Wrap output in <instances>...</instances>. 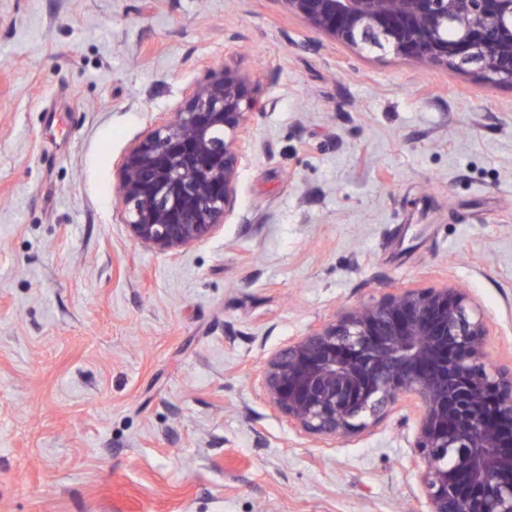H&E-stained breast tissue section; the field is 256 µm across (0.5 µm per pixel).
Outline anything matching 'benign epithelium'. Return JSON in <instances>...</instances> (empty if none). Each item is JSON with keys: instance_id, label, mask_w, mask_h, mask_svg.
<instances>
[{"instance_id": "7a95c632", "label": "benign epithelium", "mask_w": 512, "mask_h": 512, "mask_svg": "<svg viewBox=\"0 0 512 512\" xmlns=\"http://www.w3.org/2000/svg\"><path fill=\"white\" fill-rule=\"evenodd\" d=\"M282 2L357 51L512 85V0ZM258 103L248 77L213 70L129 148L119 199L134 241L176 253L224 223ZM487 336L465 290H404L279 350L264 370L266 399L325 438L364 429L410 397L427 512H512V367L487 362Z\"/></svg>"}]
</instances>
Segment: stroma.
Returning a JSON list of instances; mask_svg holds the SVG:
<instances>
[{
  "instance_id": "stroma-1",
  "label": "stroma",
  "mask_w": 512,
  "mask_h": 512,
  "mask_svg": "<svg viewBox=\"0 0 512 512\" xmlns=\"http://www.w3.org/2000/svg\"><path fill=\"white\" fill-rule=\"evenodd\" d=\"M226 64L266 104L236 207L144 247L118 163ZM447 285L512 365L511 85L357 53L282 0H0V512H426L411 402L325 440L263 375Z\"/></svg>"
}]
</instances>
